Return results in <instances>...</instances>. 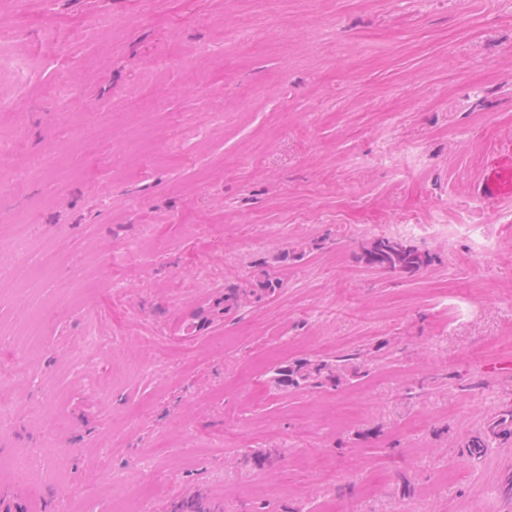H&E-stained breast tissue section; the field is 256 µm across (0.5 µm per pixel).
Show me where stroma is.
<instances>
[{
  "label": "stroma",
  "mask_w": 512,
  "mask_h": 512,
  "mask_svg": "<svg viewBox=\"0 0 512 512\" xmlns=\"http://www.w3.org/2000/svg\"><path fill=\"white\" fill-rule=\"evenodd\" d=\"M58 82L77 100L43 95ZM16 136L0 323L39 316L44 344L21 389L0 335V487L42 512L67 489L72 512H512V439L465 448L512 405V0H0ZM383 236L430 265L366 267ZM265 273L282 286L258 301ZM90 328L110 344L78 376ZM352 353L364 376L336 389L268 377ZM29 448L69 454L23 478Z\"/></svg>",
  "instance_id": "stroma-1"
}]
</instances>
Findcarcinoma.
I'll use <instances>...</instances> for the list:
<instances>
[{
    "label": "carcinoma",
    "instance_id": "obj_1",
    "mask_svg": "<svg viewBox=\"0 0 512 512\" xmlns=\"http://www.w3.org/2000/svg\"><path fill=\"white\" fill-rule=\"evenodd\" d=\"M367 264L380 273L404 274L413 273L428 263L425 253L406 248L388 238H380L366 249ZM280 282L267 275L258 279L256 287L250 294L257 299L274 292ZM361 370L352 354L344 355L336 360H306L280 364L270 370V380L281 390L338 387L342 382L359 379ZM508 440L512 438V408L504 410L487 425V439L477 438L469 447L479 454L488 447L489 439Z\"/></svg>",
    "mask_w": 512,
    "mask_h": 512
}]
</instances>
